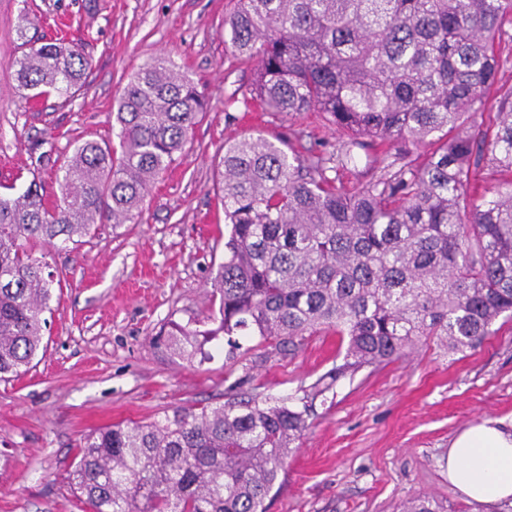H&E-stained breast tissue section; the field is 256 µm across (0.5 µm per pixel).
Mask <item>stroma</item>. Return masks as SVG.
I'll return each instance as SVG.
<instances>
[{
    "mask_svg": "<svg viewBox=\"0 0 512 512\" xmlns=\"http://www.w3.org/2000/svg\"><path fill=\"white\" fill-rule=\"evenodd\" d=\"M230 0H0V194L39 180L60 195L58 168L86 140L116 141V104L129 78L165 57L204 88L209 110L177 161L149 188L139 223L97 225L92 239L49 247L53 290L44 351L0 382V512H81L64 481L80 439L180 406L245 397L297 399L341 359L334 332L295 347L268 345L187 365L151 344L168 321L217 313L211 279L224 260L217 162L227 139L261 134L295 150L330 151L339 135L315 113L266 110L255 68L224 44ZM63 34L90 62L72 100L31 103L15 81L22 38ZM474 349L436 339L408 356L341 380L313 404L309 427L266 500L267 512H399L425 494L444 512H512L467 502L448 481V449L486 418L512 432V321Z\"/></svg>",
    "mask_w": 512,
    "mask_h": 512,
    "instance_id": "stroma-1",
    "label": "stroma"
}]
</instances>
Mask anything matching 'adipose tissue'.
Masks as SVG:
<instances>
[{
    "mask_svg": "<svg viewBox=\"0 0 512 512\" xmlns=\"http://www.w3.org/2000/svg\"><path fill=\"white\" fill-rule=\"evenodd\" d=\"M448 480L471 502L512 499V432L491 418L464 428L448 450Z\"/></svg>",
    "mask_w": 512,
    "mask_h": 512,
    "instance_id": "obj_1",
    "label": "adipose tissue"
}]
</instances>
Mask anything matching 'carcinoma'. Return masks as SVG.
Returning <instances> with one entry per match:
<instances>
[{
  "label": "carcinoma",
  "instance_id": "obj_1",
  "mask_svg": "<svg viewBox=\"0 0 512 512\" xmlns=\"http://www.w3.org/2000/svg\"><path fill=\"white\" fill-rule=\"evenodd\" d=\"M232 55L257 63L254 93L272 112H317L340 132L328 153L288 152L258 135L224 143V262L212 278L214 327L170 321L153 344L192 364L220 334L296 346L320 330L347 337L342 363L300 405L238 399L175 407L161 418L86 435L64 480L84 512H266L311 402L342 377L401 359L434 336L473 349L512 319V0H233ZM26 100L71 98L90 67L59 39L23 43ZM496 108V130L479 117ZM198 84L165 57L140 69L118 102V146L86 140L64 161L61 198L41 185L0 197V381L43 347L54 278L36 252L76 244L96 225L136 224L148 187L207 112ZM352 188L336 185L376 143ZM487 167L502 182L481 187ZM335 176H330V173ZM402 512H440L427 496Z\"/></svg>",
  "mask_w": 512,
  "mask_h": 512
}]
</instances>
